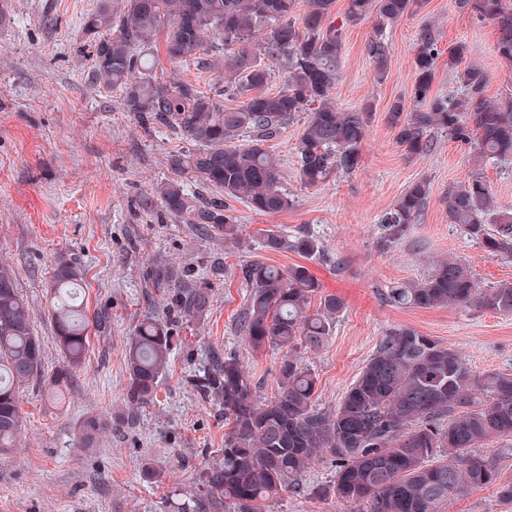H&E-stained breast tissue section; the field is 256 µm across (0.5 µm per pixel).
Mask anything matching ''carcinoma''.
I'll return each mask as SVG.
<instances>
[{
	"instance_id": "1",
	"label": "carcinoma",
	"mask_w": 512,
	"mask_h": 512,
	"mask_svg": "<svg viewBox=\"0 0 512 512\" xmlns=\"http://www.w3.org/2000/svg\"><path fill=\"white\" fill-rule=\"evenodd\" d=\"M295 0H99L86 17L92 38L94 83L120 92L123 111L145 123L162 126L191 141L196 149L173 159L180 171L196 173L203 183L243 201L259 215L284 212L291 201L279 186L280 159L267 143L279 137L299 112L309 119L294 147L299 176L316 186L335 173H350L360 164V149L369 130L368 107L336 108L332 91L340 78L343 30L348 22L375 14L393 22L421 7V0H349L347 16L336 22L334 0H307L303 25L291 18ZM457 7L479 23L495 26L494 51L512 73V5L505 0H457ZM175 63L201 68L224 67L242 98L236 108L195 85L157 78L159 53ZM467 44L448 45V69L456 93H431L441 54L435 29L418 32L414 47L415 108H391L395 142L407 155L432 146V134L471 145L479 169L444 196L448 223L493 254L512 253V211L494 208L483 167L512 159V96L485 97L487 72L463 65ZM379 76L386 70V45L371 47ZM282 62L284 86L265 90L270 72L264 58ZM163 207L183 224L224 236L238 227L224 205L191 197L179 180L155 189ZM429 190L426 182L410 184L380 220L382 246L404 237L421 216ZM494 228H489V225ZM264 248L291 249L309 258L319 254L318 239L303 234L292 240L265 229ZM250 288L240 330L255 350L282 353L278 392L257 395V385L236 357L211 366L205 394L224 410V459L202 475L206 501L213 512H259L261 502L283 490L324 488L305 483L314 461L326 453L336 466L331 492L337 499L362 504L365 512H440V505L465 492L497 487L512 502V481H503L495 461L478 445L512 437V374H472L460 354L431 336L401 326L383 337L355 382L334 410L313 404L316 379L296 356L304 347L323 346L344 303L327 295L311 309L321 285L304 265L288 270L254 262L244 271ZM55 301L51 305L57 339L70 376L89 346L88 328L76 303L80 273L59 256L53 268ZM188 314L208 305L202 288H174ZM390 303L406 308L460 306L512 315V284L482 288L469 267L458 260L434 263L424 278L392 288ZM172 352V335L156 321L133 329L126 350L127 397L134 404L153 400ZM43 366V345L28 305L16 286L13 267L0 263V455L13 448L23 420L19 389ZM99 423L83 421L77 444L91 448Z\"/></svg>"
}]
</instances>
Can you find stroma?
<instances>
[{"instance_id":"35a3bbf8","label":"stroma","mask_w":512,"mask_h":512,"mask_svg":"<svg viewBox=\"0 0 512 512\" xmlns=\"http://www.w3.org/2000/svg\"><path fill=\"white\" fill-rule=\"evenodd\" d=\"M98 0H0V262L13 266L44 347L43 376L20 392L24 427L0 457V512H175L177 501L203 495L201 475L219 463L224 414L199 381L213 359L232 355L258 381L262 396L277 389L280 352L253 351L239 332L249 290L242 270L254 262L281 269L305 264L323 294L344 302L325 346L302 351L317 380L315 402L334 408L390 329L409 326L457 350L474 375L512 374V315L455 306L399 308L386 299L396 285L424 277L434 262H464L480 285L512 284V256H492L448 221L443 197L475 169L468 145L436 134L429 152L405 155L389 120L393 103L413 108L414 46L425 24L441 46L463 41L467 63L490 76L486 96L512 94V78L494 52L496 31L456 7L424 0L423 8L386 25L376 18L347 24L338 109H372L359 167L314 187L299 177L294 146L305 124L299 113L269 144L281 160L280 186L293 205L258 215L199 177L179 174L174 154L192 146L163 128H146L122 111L119 95L93 85V60L83 26ZM387 43V68L377 78L369 44ZM182 180L193 195L223 202L236 237L203 234L162 207L157 185ZM426 180L427 205L405 238L382 248L381 216L416 180ZM313 234L321 255L303 259L265 251L262 230ZM80 270L90 323L89 347L61 398L46 399L45 377L62 369L51 319L54 259ZM206 289L208 309L187 315L157 273ZM145 319L166 324L174 348L155 398L132 404L126 395L125 352ZM87 419L102 426L96 447H77ZM261 512H362L327 495L282 492ZM442 512H512L495 487L446 502Z\"/></svg>"}]
</instances>
